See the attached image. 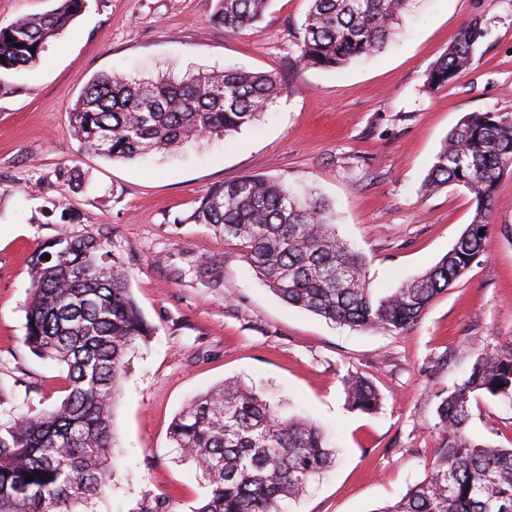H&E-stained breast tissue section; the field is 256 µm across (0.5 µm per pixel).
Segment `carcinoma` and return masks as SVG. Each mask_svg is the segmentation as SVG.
I'll return each instance as SVG.
<instances>
[{
  "label": "carcinoma",
  "mask_w": 512,
  "mask_h": 512,
  "mask_svg": "<svg viewBox=\"0 0 512 512\" xmlns=\"http://www.w3.org/2000/svg\"><path fill=\"white\" fill-rule=\"evenodd\" d=\"M297 63L338 69L375 56L396 36L408 0H309ZM270 0H215L211 23L229 34L258 22ZM87 0L0 26V71L31 68ZM485 30L470 21L433 64L428 85L447 87L473 63ZM282 91L271 73L226 69L181 80L120 74L91 79L68 116L89 150L112 160L171 153L187 143L230 137L254 123ZM512 167V113L471 112L449 133L424 180L428 194L450 185L475 198L473 219L434 266L375 297L362 254L336 231L321 198L260 174L212 188L183 221L240 242L259 279L282 301L335 324L402 334L460 282L488 245L498 186ZM50 259H43V255ZM32 292L23 344L67 368L68 394L56 407L0 426V512H75L110 484L116 399L131 348L154 328L130 294L128 274L100 233L60 229L29 259ZM348 405L372 413L380 393L362 373L344 378ZM504 387H499V384ZM478 395L512 400V349L476 354L465 379L437 395L440 443L425 478L376 512H512V448L469 434ZM170 438L202 472L207 492L193 512H278L333 459L323 429L282 417L233 379L191 399ZM34 480H26L27 475Z\"/></svg>",
  "instance_id": "cac0c4a2"
}]
</instances>
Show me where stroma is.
Returning <instances> with one entry per match:
<instances>
[{
	"label": "stroma",
	"mask_w": 512,
	"mask_h": 512,
	"mask_svg": "<svg viewBox=\"0 0 512 512\" xmlns=\"http://www.w3.org/2000/svg\"><path fill=\"white\" fill-rule=\"evenodd\" d=\"M88 3L35 67L0 73V424L66 395L65 370L22 344L28 257L64 218L75 235L106 231L156 328L126 357L112 480L91 512H139L157 496L171 512H192L204 480L169 425L190 397L228 378L280 414L307 415L334 444L332 466L280 512H376L396 502L435 458L438 393L466 376L478 352L512 348V170L499 183L486 251L403 334L339 327L289 306L256 278L237 240L185 217L214 186L259 173L330 203L340 236L366 259L374 295L422 274L475 212L465 188L422 190L444 140L468 113H512V0H412L396 42L341 69L294 63L309 0H271L236 34L211 25L215 0ZM475 18L486 36L473 65L429 90L432 64ZM233 67L273 73L283 87L234 136L114 161L86 150L70 126L69 107L97 75L182 79ZM70 168L87 187L58 179ZM351 370L377 386L375 412L348 409ZM471 411L476 438L512 447V403L480 396Z\"/></svg>",
	"instance_id": "obj_1"
}]
</instances>
